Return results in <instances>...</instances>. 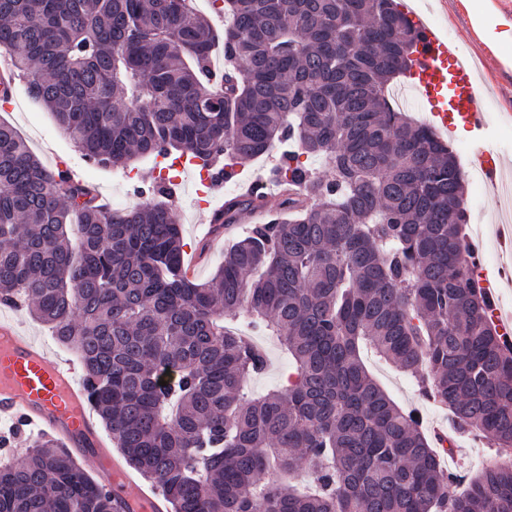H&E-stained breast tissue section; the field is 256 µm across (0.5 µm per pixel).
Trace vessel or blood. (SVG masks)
<instances>
[{
  "mask_svg": "<svg viewBox=\"0 0 512 512\" xmlns=\"http://www.w3.org/2000/svg\"><path fill=\"white\" fill-rule=\"evenodd\" d=\"M415 95L441 122L461 120L483 132L485 114L470 63L447 35L422 24L414 55ZM60 439L64 448L92 461L124 512H167L158 492H146L107 443L87 404V387L76 380L71 364L49 360L44 349L16 325L0 321V416Z\"/></svg>",
  "mask_w": 512,
  "mask_h": 512,
  "instance_id": "vessel-or-blood-1",
  "label": "vessel or blood"
}]
</instances>
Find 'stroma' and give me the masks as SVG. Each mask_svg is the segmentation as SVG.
<instances>
[{
  "label": "stroma",
  "instance_id": "35a3bbf8",
  "mask_svg": "<svg viewBox=\"0 0 512 512\" xmlns=\"http://www.w3.org/2000/svg\"><path fill=\"white\" fill-rule=\"evenodd\" d=\"M399 8L411 12L413 18L432 21L443 28L464 57H477L482 67L477 79L483 89L482 108L488 127L484 135L491 145L497 164L512 165V59L496 56L478 38L472 20L461 0H399ZM12 108L0 109V119L12 124L23 136L33 152L48 167L63 163L77 169L82 183L93 187L99 197L115 209L143 204L142 188L154 184L157 159L143 157L134 160L127 168L102 169L84 160L74 145L62 136L56 121L42 104L32 99L23 79L11 84ZM177 187L178 197L173 202L181 226L185 256L200 255L195 279L204 282L212 278L224 259V248L249 231L247 223H240L222 235L209 234L207 227L198 222L197 175L195 171L181 173ZM465 198L469 200V221L484 227L498 223L506 200L502 195L490 193L485 185L467 182ZM14 320L20 329L44 347L54 360L76 362V354L59 345L49 330L35 321L24 308L4 309L0 312ZM252 342L261 346L268 358L266 370L251 381L254 392L263 394L283 385L290 368L284 352L268 337L251 334ZM364 361L377 381L403 408L416 410L425 432L434 427L449 425L445 408L421 399L415 380L394 366L385 364L372 351H364ZM453 456L447 463L448 471L470 479L477 470L495 464L499 459L497 449L489 447L470 435H457L452 449Z\"/></svg>",
  "mask_w": 512,
  "mask_h": 512
}]
</instances>
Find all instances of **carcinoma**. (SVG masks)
Returning a JSON list of instances; mask_svg holds the SVG:
<instances>
[{"label": "carcinoma", "instance_id": "cac0c4a2", "mask_svg": "<svg viewBox=\"0 0 512 512\" xmlns=\"http://www.w3.org/2000/svg\"><path fill=\"white\" fill-rule=\"evenodd\" d=\"M222 2L213 85L215 35L190 0H0L10 77L89 162L175 153L223 173L296 146L275 218L196 283L165 190L112 209L0 120V301L76 350L112 444L170 512H512V341L474 274L465 177L436 129L385 98L412 62V22L395 0ZM256 203L228 200L216 228ZM243 310L293 365L258 397L266 353L227 325ZM365 348L500 459L450 491ZM28 442L0 466V512H118L55 439Z\"/></svg>", "mask_w": 512, "mask_h": 512}]
</instances>
